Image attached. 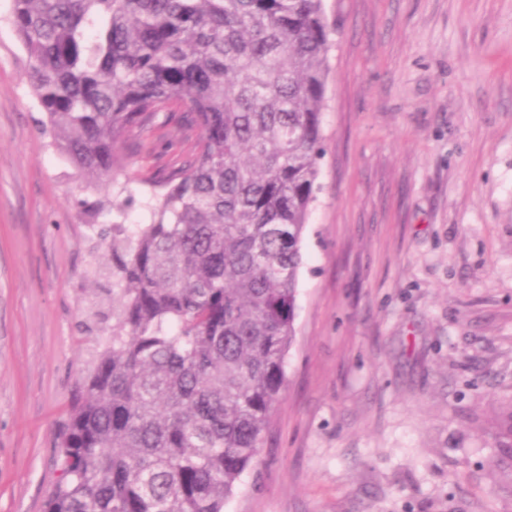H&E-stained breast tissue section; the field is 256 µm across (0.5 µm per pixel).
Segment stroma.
<instances>
[{
    "instance_id": "1",
    "label": "stroma",
    "mask_w": 512,
    "mask_h": 512,
    "mask_svg": "<svg viewBox=\"0 0 512 512\" xmlns=\"http://www.w3.org/2000/svg\"><path fill=\"white\" fill-rule=\"evenodd\" d=\"M334 29L286 386L224 512H512V0H325ZM0 0V512H43L56 435L112 327V197L41 130ZM196 140L127 142L111 181ZM494 447L497 448L499 465L507 472L512 491V404L500 419Z\"/></svg>"
}]
</instances>
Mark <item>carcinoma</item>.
Instances as JSON below:
<instances>
[{"instance_id": "1", "label": "carcinoma", "mask_w": 512, "mask_h": 512, "mask_svg": "<svg viewBox=\"0 0 512 512\" xmlns=\"http://www.w3.org/2000/svg\"><path fill=\"white\" fill-rule=\"evenodd\" d=\"M12 26L54 143L94 184L160 114L199 131L151 222L109 243L112 329L57 438L44 512H224L296 341L324 0H13ZM494 447L512 481V408Z\"/></svg>"}]
</instances>
